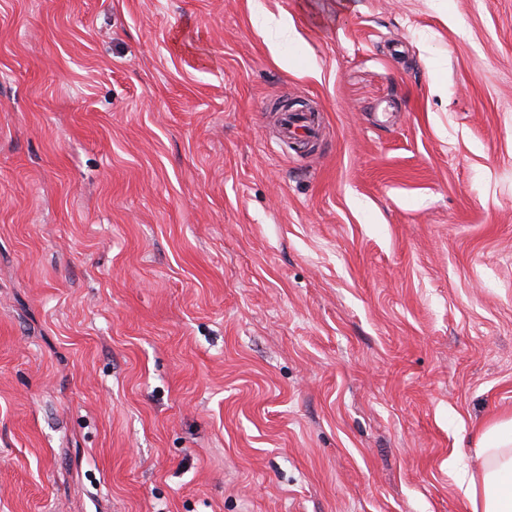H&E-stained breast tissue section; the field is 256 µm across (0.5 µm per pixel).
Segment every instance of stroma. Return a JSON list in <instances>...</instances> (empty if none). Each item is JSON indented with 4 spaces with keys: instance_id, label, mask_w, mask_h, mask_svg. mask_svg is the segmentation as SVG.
I'll return each mask as SVG.
<instances>
[{
    "instance_id": "stroma-1",
    "label": "stroma",
    "mask_w": 512,
    "mask_h": 512,
    "mask_svg": "<svg viewBox=\"0 0 512 512\" xmlns=\"http://www.w3.org/2000/svg\"><path fill=\"white\" fill-rule=\"evenodd\" d=\"M511 415L512 0H0V512H472ZM282 141L295 138L299 130H302L308 138H316L319 129L310 120L306 112H283L281 118Z\"/></svg>"
}]
</instances>
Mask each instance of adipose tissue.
Listing matches in <instances>:
<instances>
[{
	"label": "adipose tissue",
	"mask_w": 512,
	"mask_h": 512,
	"mask_svg": "<svg viewBox=\"0 0 512 512\" xmlns=\"http://www.w3.org/2000/svg\"><path fill=\"white\" fill-rule=\"evenodd\" d=\"M479 474H462L473 512H512V418L484 427L477 439Z\"/></svg>",
	"instance_id": "1"
}]
</instances>
